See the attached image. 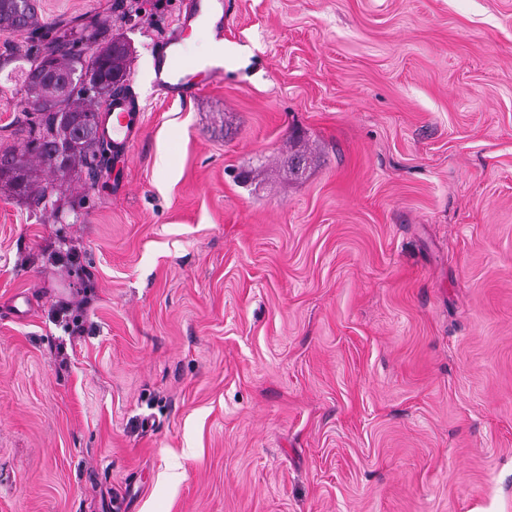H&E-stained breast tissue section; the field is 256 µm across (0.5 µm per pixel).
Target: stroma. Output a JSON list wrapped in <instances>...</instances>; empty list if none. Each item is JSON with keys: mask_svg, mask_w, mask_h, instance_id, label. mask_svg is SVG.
Segmentation results:
<instances>
[{"mask_svg": "<svg viewBox=\"0 0 512 512\" xmlns=\"http://www.w3.org/2000/svg\"><path fill=\"white\" fill-rule=\"evenodd\" d=\"M187 2L37 0L144 121L0 190V512H512V0H224L179 100ZM194 29L208 33L216 44L224 43V1L192 0L179 29L157 49L154 83L171 98L195 96L224 75V54L215 56L212 66L203 71L192 69L177 58L182 37Z\"/></svg>", "mask_w": 512, "mask_h": 512, "instance_id": "stroma-1", "label": "stroma"}]
</instances>
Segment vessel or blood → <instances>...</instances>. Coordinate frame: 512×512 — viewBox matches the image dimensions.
<instances>
[{"label": "vessel or blood", "mask_w": 512, "mask_h": 512, "mask_svg": "<svg viewBox=\"0 0 512 512\" xmlns=\"http://www.w3.org/2000/svg\"><path fill=\"white\" fill-rule=\"evenodd\" d=\"M199 29L208 33L215 43L224 41V0H191L177 32L158 48L154 64V82L167 96L185 99L197 95L224 75V58L215 56L212 66L195 70L183 64L176 49L184 35ZM112 122L102 133L116 155H127L142 132V108L135 95L113 98L110 107Z\"/></svg>", "instance_id": "vessel-or-blood-1"}]
</instances>
